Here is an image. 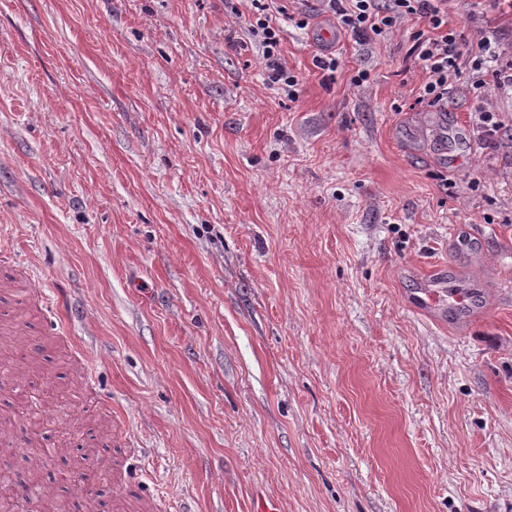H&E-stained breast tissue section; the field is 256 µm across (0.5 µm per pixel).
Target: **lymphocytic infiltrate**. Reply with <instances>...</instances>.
<instances>
[{
    "label": "lymphocytic infiltrate",
    "mask_w": 512,
    "mask_h": 512,
    "mask_svg": "<svg viewBox=\"0 0 512 512\" xmlns=\"http://www.w3.org/2000/svg\"><path fill=\"white\" fill-rule=\"evenodd\" d=\"M252 19L249 31L256 38L268 62L271 83L295 89L299 80L283 62L280 54L279 20L287 16L284 0H250ZM336 17L341 31L357 37L369 34L383 36L404 20L419 17L427 22L431 36L418 38L415 45L418 60L426 79L417 98L430 106L448 97V80L461 79L466 90L477 101L473 112V130L482 144H494L501 123L495 112L487 110L482 101L489 89L512 91V59H499L491 79L480 73L482 59L491 51V42L480 39L477 45L466 42L463 34L448 25V0H323Z\"/></svg>",
    "instance_id": "lymphocytic-infiltrate-1"
}]
</instances>
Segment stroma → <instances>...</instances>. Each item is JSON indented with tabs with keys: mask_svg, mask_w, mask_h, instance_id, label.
Segmentation results:
<instances>
[{
	"mask_svg": "<svg viewBox=\"0 0 512 512\" xmlns=\"http://www.w3.org/2000/svg\"><path fill=\"white\" fill-rule=\"evenodd\" d=\"M288 10L292 100L248 0H0V352L41 347L0 444L29 512L76 482L155 512H512V94L479 146L457 78L416 101L424 20L339 34L332 73L335 15ZM448 24L512 51V0ZM439 265L484 286L467 329L408 305Z\"/></svg>",
	"mask_w": 512,
	"mask_h": 512,
	"instance_id": "obj_1",
	"label": "stroma"
}]
</instances>
